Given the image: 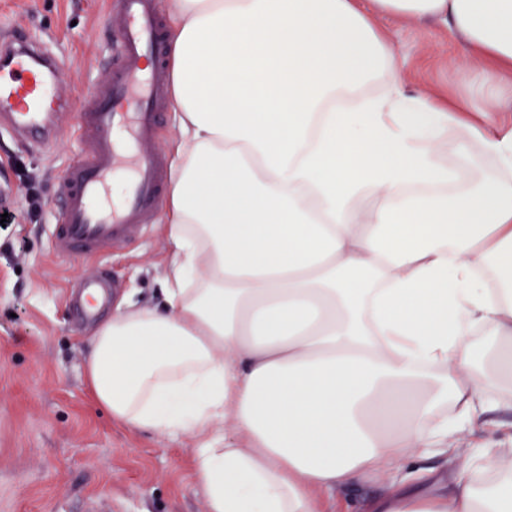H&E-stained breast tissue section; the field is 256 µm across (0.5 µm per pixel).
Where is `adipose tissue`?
Returning <instances> with one entry per match:
<instances>
[{
  "instance_id": "1",
  "label": "adipose tissue",
  "mask_w": 512,
  "mask_h": 512,
  "mask_svg": "<svg viewBox=\"0 0 512 512\" xmlns=\"http://www.w3.org/2000/svg\"><path fill=\"white\" fill-rule=\"evenodd\" d=\"M170 9L164 305L88 337L95 404L197 437L209 512H322L319 492L492 426L512 394V0ZM384 14L457 33L473 100L407 93ZM469 456L485 485L468 466L371 512H512V474Z\"/></svg>"
}]
</instances>
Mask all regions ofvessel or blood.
Masks as SVG:
<instances>
[{
  "instance_id": "vessel-or-blood-1",
  "label": "vessel or blood",
  "mask_w": 512,
  "mask_h": 512,
  "mask_svg": "<svg viewBox=\"0 0 512 512\" xmlns=\"http://www.w3.org/2000/svg\"><path fill=\"white\" fill-rule=\"evenodd\" d=\"M120 38L104 58L105 84L89 86V111L76 125L83 149L60 182L63 212L52 230L59 255H94L105 247L122 248L146 231L165 191L168 163L155 152L160 115L165 107L167 60L161 0H117ZM69 70L38 40L18 36L0 41V128L37 147L53 144L61 130L57 119L67 107L57 90ZM125 177L120 204L110 198L117 175ZM81 310L96 314L94 302L107 289L103 280L84 281Z\"/></svg>"
}]
</instances>
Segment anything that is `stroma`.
I'll return each instance as SVG.
<instances>
[{"label": "stroma", "instance_id": "obj_1", "mask_svg": "<svg viewBox=\"0 0 512 512\" xmlns=\"http://www.w3.org/2000/svg\"><path fill=\"white\" fill-rule=\"evenodd\" d=\"M106 0H0V33L39 40L70 67L60 92L67 131L51 152L0 133V512H85L90 501L112 512H208L194 481L198 440L134 429L111 419L91 397L83 372L84 341L117 309L158 307L168 261L162 222L116 250L58 256L49 235L63 200L58 180L81 156L75 115L83 89L103 83L102 57L118 36L104 21ZM408 72L409 91L440 101L468 98L452 65L459 39L442 23L424 27L379 19ZM106 271L114 286L97 319L70 301L80 279ZM467 453L431 456L400 472L324 493V512H366L392 482L412 493L448 483Z\"/></svg>", "mask_w": 512, "mask_h": 512}]
</instances>
